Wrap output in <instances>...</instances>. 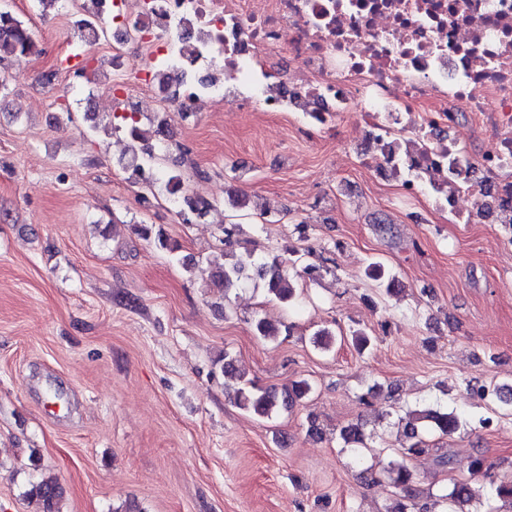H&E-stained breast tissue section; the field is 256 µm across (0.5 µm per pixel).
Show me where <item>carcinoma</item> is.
<instances>
[{"label":"carcinoma","instance_id":"carcinoma-1","mask_svg":"<svg viewBox=\"0 0 512 512\" xmlns=\"http://www.w3.org/2000/svg\"><path fill=\"white\" fill-rule=\"evenodd\" d=\"M84 11L85 17L77 22L79 31L88 37L100 38L104 30L102 20L87 6ZM36 52L37 45L30 29L7 6L0 4V63L11 57ZM165 125L166 121L161 118L148 126L133 122L125 127V169L129 172V179L150 189L157 187V182L142 181V173L146 169L155 168L152 141L163 133ZM163 190L180 202V211L184 214L189 212L205 217L214 209L211 202L187 192L181 174L174 168L168 170L167 178L163 181ZM139 232L144 239L154 242L162 250L172 253L178 249L161 231L149 224L140 225ZM227 255L231 257V261L215 266L210 273L213 287L224 291L245 283H253L263 286L269 295L282 303H289L295 298V279L311 276L321 271L323 264L329 262L328 258L321 256L318 264L303 263L294 250L291 251L292 258L286 263L276 257L266 259L253 251L239 256L229 251ZM366 275L386 295H396L403 289L398 278L377 261L368 265ZM310 391L311 386L305 380L297 381L282 390L259 388L249 381L234 389V401L240 409L260 418H268L280 408H292ZM462 424L463 421L454 412L448 413L430 407L410 410L404 417L402 449L412 456L432 455L436 466L445 470L452 463L453 453L447 448L428 443L424 438V431L428 429L441 436H448L459 430ZM340 438L347 445L356 444L352 451L356 457H362L359 445L363 444L364 434L359 424H349L342 428ZM29 496L36 501L38 512H62L63 488L53 476L44 477L32 484ZM442 499L448 505V512H468L466 506L473 500L470 483L466 480L454 481ZM431 508L433 505L427 502L421 504L413 499L407 502L397 499L389 512H431Z\"/></svg>","mask_w":512,"mask_h":512}]
</instances>
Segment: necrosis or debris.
I'll return each instance as SVG.
<instances>
[{"label": "necrosis or debris", "mask_w": 512, "mask_h": 512, "mask_svg": "<svg viewBox=\"0 0 512 512\" xmlns=\"http://www.w3.org/2000/svg\"><path fill=\"white\" fill-rule=\"evenodd\" d=\"M140 32L183 72L184 117L221 100L331 128L358 113L370 159L459 222L462 193L512 196V0H112V38ZM286 55L288 71L275 67ZM492 140L469 163L457 113Z\"/></svg>", "instance_id": "necrosis-or-debris-1"}]
</instances>
